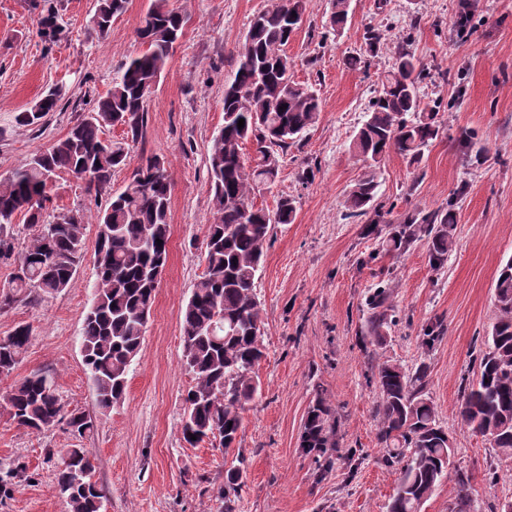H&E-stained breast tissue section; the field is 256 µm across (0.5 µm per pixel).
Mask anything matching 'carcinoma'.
Segmentation results:
<instances>
[{"mask_svg":"<svg viewBox=\"0 0 512 512\" xmlns=\"http://www.w3.org/2000/svg\"><path fill=\"white\" fill-rule=\"evenodd\" d=\"M331 4L327 25L336 31L347 21L350 0H331ZM125 7L126 0H97V37L107 35L112 18ZM306 7L307 0H268L251 20L231 80L224 87V126L214 137L209 156L214 212L203 242L205 271L179 314L182 363L194 381L184 398L182 426L183 437L191 445L209 439L219 441L226 451L235 447L243 414L261 389L256 366L265 346L257 273L271 225L292 223L296 205L295 199L282 197L271 211L258 206L254 195L259 186L275 183L281 154L300 143L319 119L318 96L312 87L293 79L295 62L286 52ZM185 23V17L168 8L166 0H155L137 31L145 49L118 68L109 93L65 137L33 154L22 168L0 181V263L13 266L10 280L0 286L1 312L70 285L84 258L88 218L80 209L54 207L52 183L66 174L81 181L89 192L110 188L112 172L126 163L129 142L105 138V129L122 127L130 142L142 137L147 99ZM364 40L366 52L374 55L384 45V33L371 27ZM424 78V68L418 65L410 44H400L352 142L368 167L391 151L415 164L439 137L436 116L442 102L431 106L422 100L418 84ZM59 101L60 93L50 92L20 113L18 120L38 126ZM241 119L244 126L240 128ZM248 144L250 154L244 152ZM170 191L166 162L157 155L148 157L96 218L97 282L84 317L82 354L102 410L124 398L131 363L144 340L168 255ZM376 194L375 176H363L345 198L346 216H366ZM18 214L27 217L32 230L21 251L13 230ZM455 222L452 207L408 214L403 223L390 226L382 247L399 256L424 237L429 262L439 267L453 248ZM367 306L368 331L379 343L392 308L391 289H376ZM495 306L496 321L486 350L476 358V378L464 379L458 417L473 435L488 441L498 456L511 460L512 259L496 281ZM30 338L27 324L17 325L10 335L0 338V380L11 377ZM427 376L424 366L412 372L388 360L375 366L377 440L387 449L384 463L401 465L389 512H421V505L448 479V432L437 420ZM3 400L16 424L30 431L63 423L72 435L83 437L95 427L85 412L65 409L55 380L47 372L36 371L13 382ZM302 446L317 452L325 468L331 467L336 419L319 385L304 419ZM94 473L89 452L82 448L61 451L55 489L68 497L70 512H101L104 494ZM242 486L240 467L224 470V486L218 492L221 512H236ZM452 494L450 512H470L467 475H456Z\"/></svg>","mask_w":512,"mask_h":512,"instance_id":"cac0c4a2","label":"carcinoma"}]
</instances>
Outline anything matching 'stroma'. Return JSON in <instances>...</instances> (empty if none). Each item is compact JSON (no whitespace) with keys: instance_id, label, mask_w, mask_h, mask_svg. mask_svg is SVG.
<instances>
[{"instance_id":"35a3bbf8","label":"stroma","mask_w":512,"mask_h":512,"mask_svg":"<svg viewBox=\"0 0 512 512\" xmlns=\"http://www.w3.org/2000/svg\"><path fill=\"white\" fill-rule=\"evenodd\" d=\"M154 0H127L105 38L92 31L95 0H0V179L38 150L64 137L112 88L118 67L139 54L136 36ZM267 0H167L187 19L147 103V125L131 145L109 193L124 189L146 157H163L171 172L170 239L139 354L123 400L101 410L83 363L85 314L96 268L94 218L108 195L86 191L64 175L52 187L55 206L79 208L90 222L87 254L70 285L35 302L0 312V337L30 325L31 342L14 379L54 374L66 409L96 422L90 436L65 425L42 432L19 428L0 407V472L21 465L0 512H69L55 485L58 453L86 448L104 490L102 512H217L225 456L211 441L182 436L184 396L193 384L181 365L179 313L205 270L202 242L213 219L208 174L212 140L224 124V85L250 22ZM468 6L474 26L459 35L454 19ZM330 0H308L303 24L286 50L293 78L316 91L319 120L281 160L277 182L257 205L297 202L293 223L273 225L257 293L263 309L265 356L256 369L261 392L244 414L236 450L244 459L236 512H388L400 476L385 465L377 441L375 361L428 368L427 390L440 425L453 437L452 471L468 475L472 506L485 498L512 501V462L500 459L458 415L459 383L495 321L494 289L512 258V0H350L340 32L326 25ZM415 23L411 49L432 76L424 100L441 96L440 135L421 162L390 153L376 169V223L345 219L344 200L366 167L352 152L374 91L392 65L405 24ZM386 43L368 69L349 56L363 51L366 27ZM61 88L55 112L39 126L18 122L49 90ZM457 200L454 246L443 267L429 263L425 239L400 257L381 248V229L405 215L447 208ZM393 292L383 342L370 337L366 300ZM442 332L422 344L428 328ZM322 386L336 413L337 448L330 469L303 448L302 425ZM495 481H488L489 471Z\"/></svg>"}]
</instances>
